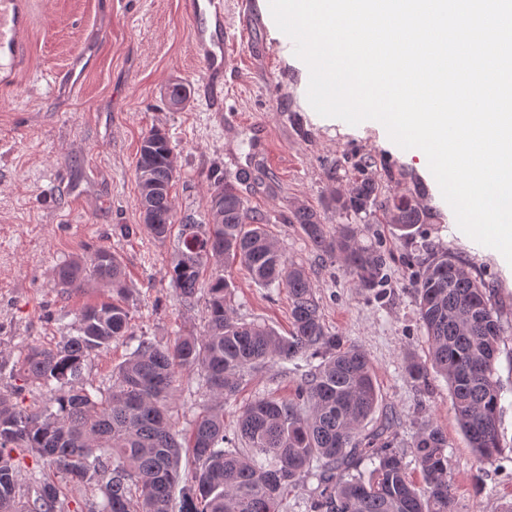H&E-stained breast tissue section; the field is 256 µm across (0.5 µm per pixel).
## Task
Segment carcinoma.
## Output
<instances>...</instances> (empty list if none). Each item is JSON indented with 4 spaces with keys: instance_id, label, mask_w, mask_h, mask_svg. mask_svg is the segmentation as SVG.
Wrapping results in <instances>:
<instances>
[{
    "instance_id": "cac0c4a2",
    "label": "carcinoma",
    "mask_w": 512,
    "mask_h": 512,
    "mask_svg": "<svg viewBox=\"0 0 512 512\" xmlns=\"http://www.w3.org/2000/svg\"><path fill=\"white\" fill-rule=\"evenodd\" d=\"M171 153L165 134L153 130L143 137L135 164L139 196L149 202L145 228L157 239L176 223ZM371 166L369 159L357 164L359 178L336 192V208L379 211L386 223L411 235L427 221V209L409 190L384 195L368 172ZM250 177L243 171L234 181L214 183L208 223L182 221L169 275L190 306L206 268L237 262L256 283L287 287L291 333L234 318L231 281L217 271L209 279L203 335L177 336L166 346L141 336L111 385L97 386L83 373L86 358L132 335L122 262L101 247L60 266V284L79 288L93 281L111 288L117 300L84 307L76 314L77 335L53 348L31 346L19 363L18 376L53 392L56 407L33 412L0 394V512H65L60 484L22 471L21 453L55 466L65 481L100 486L101 512H280L288 489L307 477L317 481L311 512H451L445 435L428 424L412 442L426 485L419 493L397 451L394 419L387 416L363 432L379 402L370 360L327 330L305 270L288 262L269 236L265 215L245 204L237 183ZM288 220L300 225L319 252L341 260L361 287L372 290L382 282L384 255L362 246L354 231L344 227L329 235L321 216L305 205L291 206ZM418 264L413 288L430 365L448 382L470 447L481 462L491 463L500 448L498 312L485 284L455 257L434 253ZM297 359L308 366L297 398L246 405L235 430L240 447L224 448V399L238 392L242 377ZM179 367L197 369L211 395L184 436L170 414ZM184 448L198 469L176 498ZM365 461L372 469L363 472Z\"/></svg>"
}]
</instances>
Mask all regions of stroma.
<instances>
[{
    "label": "stroma",
    "mask_w": 512,
    "mask_h": 512,
    "mask_svg": "<svg viewBox=\"0 0 512 512\" xmlns=\"http://www.w3.org/2000/svg\"><path fill=\"white\" fill-rule=\"evenodd\" d=\"M252 2L259 19L233 55L224 78L228 109L218 113L203 103L205 69L192 52L180 0H32L29 64L9 101L0 104V393L17 394L30 410L50 406L45 388L21 382L18 362L28 346L49 347L69 335L80 308L107 299L108 289L100 286L65 288L55 280L58 266L101 247L125 268L135 335L166 345L176 336L205 332L206 293L198 292L195 305L186 307L168 276L177 234L157 239L142 226L136 153L143 136L158 128L173 148L178 216L206 217L215 178L265 173V180L243 184L242 194L249 207L268 215L284 255L307 273L327 329L368 356L379 389L376 413L396 416L409 479L424 485L411 444L424 425H434L448 439L453 512H500L512 502V265L459 230L415 150L394 144L379 122L352 126L311 108L307 66L267 12L268 0ZM88 37L95 68L81 76L77 93H56V73ZM175 81L191 90L180 109L164 98ZM363 157L372 159L383 194L414 189L436 220L403 238L381 214L338 213L334 196L351 185ZM293 203L317 210L329 232L351 225L362 245L381 250V286L358 287L340 261L314 248L300 225L282 223ZM433 250L453 254L476 272L498 311L501 452L490 464L478 461L463 436L446 380L429 374L423 388L405 376L410 360L427 358L413 260ZM224 274L232 282L236 318L288 334L286 288L259 285L238 265ZM129 353L125 341L113 342L90 354L84 374L95 384L109 383ZM302 371L284 362L247 376L224 405L225 433L233 434L240 409L251 401L294 397ZM176 384L173 415L184 432L208 397L198 371L179 370Z\"/></svg>",
    "instance_id": "1"
}]
</instances>
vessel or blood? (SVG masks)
Masks as SVG:
<instances>
[{"instance_id":"b4317fda","label":"vessel or blood","mask_w":512,"mask_h":512,"mask_svg":"<svg viewBox=\"0 0 512 512\" xmlns=\"http://www.w3.org/2000/svg\"><path fill=\"white\" fill-rule=\"evenodd\" d=\"M181 8L189 21L195 56L205 64L209 111L223 109L224 74L230 68L235 41L224 18V0H181ZM31 23L29 0H0V71H17L29 58L23 37ZM94 57L92 44H85L74 65L56 75L57 92L72 91L77 83L76 68Z\"/></svg>"}]
</instances>
